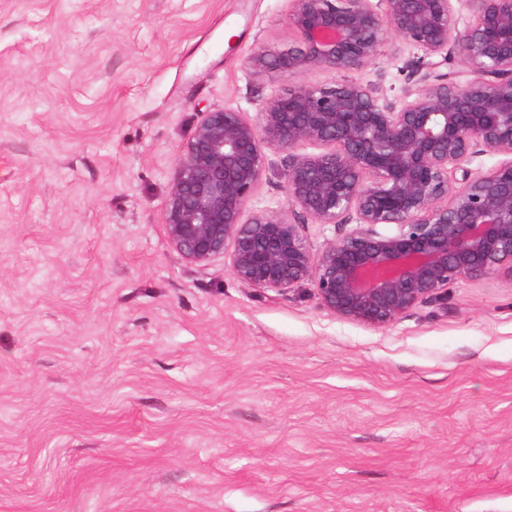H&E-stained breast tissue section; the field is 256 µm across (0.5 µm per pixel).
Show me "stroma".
I'll list each match as a JSON object with an SVG mask.
<instances>
[{
    "mask_svg": "<svg viewBox=\"0 0 512 512\" xmlns=\"http://www.w3.org/2000/svg\"><path fill=\"white\" fill-rule=\"evenodd\" d=\"M287 0H0V512H512V279L371 328L162 225L204 113L282 93ZM392 37L357 80L399 104ZM254 210L313 250L346 225Z\"/></svg>",
    "mask_w": 512,
    "mask_h": 512,
    "instance_id": "stroma-1",
    "label": "stroma"
}]
</instances>
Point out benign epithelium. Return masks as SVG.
Wrapping results in <instances>:
<instances>
[{"mask_svg": "<svg viewBox=\"0 0 512 512\" xmlns=\"http://www.w3.org/2000/svg\"><path fill=\"white\" fill-rule=\"evenodd\" d=\"M452 2L289 0L293 46L247 59L288 86L253 119L204 114L173 168L169 245L198 267L228 260L253 288L309 281L324 310L372 328L446 298L452 284L512 279V0H463V26ZM391 34L427 59L457 57L472 79L427 72L401 105L389 102L353 74ZM310 70L333 80H295ZM267 148L287 155L290 209L313 224H356L314 253L288 215L249 209ZM480 152L502 160L464 167Z\"/></svg>", "mask_w": 512, "mask_h": 512, "instance_id": "7a95c632", "label": "benign epithelium"}]
</instances>
